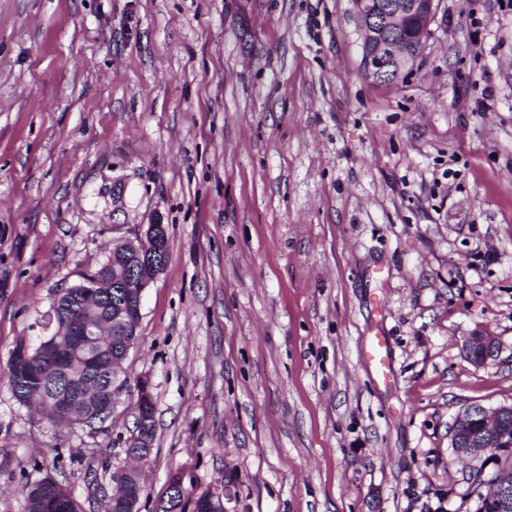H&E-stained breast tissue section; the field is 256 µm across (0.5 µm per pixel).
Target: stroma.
I'll return each mask as SVG.
<instances>
[{
  "label": "stroma",
  "mask_w": 512,
  "mask_h": 512,
  "mask_svg": "<svg viewBox=\"0 0 512 512\" xmlns=\"http://www.w3.org/2000/svg\"><path fill=\"white\" fill-rule=\"evenodd\" d=\"M351 8L0 0V372L114 239L169 236L111 422L53 429L0 380V512L47 476L99 512L141 379L148 503L179 471L227 512H475L449 427L512 404V6L440 0L390 84ZM367 358L380 377L386 378L391 373L388 347L384 337H375L367 352Z\"/></svg>",
  "instance_id": "1"
}]
</instances>
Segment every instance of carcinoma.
<instances>
[{
    "label": "carcinoma",
    "mask_w": 512,
    "mask_h": 512,
    "mask_svg": "<svg viewBox=\"0 0 512 512\" xmlns=\"http://www.w3.org/2000/svg\"><path fill=\"white\" fill-rule=\"evenodd\" d=\"M112 256H107L82 281L60 291L43 315L49 334L36 345L28 346L27 357L18 356L24 343H18L7 367V383L14 399L26 406L34 401L41 420L55 426L60 423L83 425L88 416L112 419V354L116 337L112 336ZM141 471L119 469L111 478L144 491L136 483ZM165 512H221L223 500L208 491L190 489L171 500L164 493ZM27 512H79L66 486L46 476L26 488Z\"/></svg>",
    "instance_id": "1"
}]
</instances>
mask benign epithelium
<instances>
[{
	"mask_svg": "<svg viewBox=\"0 0 512 512\" xmlns=\"http://www.w3.org/2000/svg\"><path fill=\"white\" fill-rule=\"evenodd\" d=\"M353 15L360 40L361 68L370 78H385L392 72L404 71L419 56L430 34V26L438 11L439 0H352ZM169 247L165 225L154 223L132 238L119 240L112 249L114 281H123L133 271L135 291L125 314L117 316L122 324L124 355L134 347L137 320L141 317L143 292L154 282L164 267ZM495 345L494 337L477 331L464 341L468 357L475 350ZM490 487L488 497L499 507H512V470H503L484 480Z\"/></svg>",
	"mask_w": 512,
	"mask_h": 512,
	"instance_id": "1",
	"label": "benign epithelium"
}]
</instances>
